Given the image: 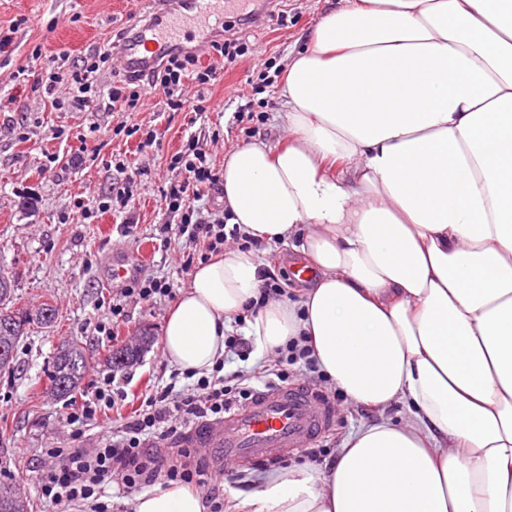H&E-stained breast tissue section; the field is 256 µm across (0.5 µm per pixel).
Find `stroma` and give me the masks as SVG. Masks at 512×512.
I'll list each match as a JSON object with an SVG mask.
<instances>
[{
  "label": "stroma",
  "mask_w": 512,
  "mask_h": 512,
  "mask_svg": "<svg viewBox=\"0 0 512 512\" xmlns=\"http://www.w3.org/2000/svg\"><path fill=\"white\" fill-rule=\"evenodd\" d=\"M329 6V0H281L285 25L269 16L246 28L249 51L226 65L209 86L208 111L176 110L152 96L144 110L124 117L108 111H57L50 98L28 86L20 70L36 48L49 57L67 51L73 61L109 51L119 30L133 27L137 18L148 14V0H0V31L14 32L12 53L0 55V274L15 279V308L49 303L57 310L50 326H31L17 348L13 373L0 375V467L21 472L36 467L42 448L50 443L93 448L111 436L103 420L78 439L63 426L69 401L49 395L48 374L53 351L64 339L81 341L92 359L75 401L90 398L96 381L110 373L128 393L121 409L125 416L151 387H188V379L176 377L175 367L161 351L171 300L150 305L126 299V321L116 338L106 345L94 336L95 325L112 322V290L104 283V264L112 251L132 252L151 242L156 249L148 264L135 271V279L153 278L178 291L184 288L189 277L176 263L184 240L172 241L167 249L158 245L164 225L180 221L163 198L173 176L171 155L183 150L192 135L220 170L225 149L258 139L272 144L281 139L276 114L282 109L285 64ZM92 123L98 127L95 153L81 166L43 171L48 155L68 159L80 145L79 135ZM132 125L137 133H129ZM148 130L157 143L140 148L141 134ZM118 159L124 161V170L115 168ZM128 180L133 183L128 207L100 212L99 202L110 183ZM79 199L94 215L81 223L68 222ZM261 253L262 275L276 276L284 301L294 300L300 288L293 275L295 254L281 244L264 246ZM143 331L154 340L136 362L116 370L102 363L108 347H120ZM333 409V429L314 445L326 465L359 425L380 419L399 424L407 417L399 403L373 410L341 397ZM309 463L302 452L288 455L283 463H242L224 477L226 512H231L236 496L259 490L267 474Z\"/></svg>",
  "instance_id": "stroma-1"
}]
</instances>
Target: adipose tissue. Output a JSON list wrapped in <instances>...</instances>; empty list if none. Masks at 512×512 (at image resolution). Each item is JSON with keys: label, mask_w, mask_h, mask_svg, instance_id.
I'll list each match as a JSON object with an SVG mask.
<instances>
[{"label": "adipose tissue", "mask_w": 512, "mask_h": 512, "mask_svg": "<svg viewBox=\"0 0 512 512\" xmlns=\"http://www.w3.org/2000/svg\"><path fill=\"white\" fill-rule=\"evenodd\" d=\"M288 132L224 155V222L301 253L312 284L245 330L311 340L356 405L401 401L323 470L268 476L239 512H512V0H337L285 68ZM260 256L200 264L161 350L211 371ZM134 512H206L160 485Z\"/></svg>", "instance_id": "1"}]
</instances>
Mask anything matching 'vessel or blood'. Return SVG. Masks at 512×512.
<instances>
[{
  "label": "vessel or blood",
  "instance_id": "1",
  "mask_svg": "<svg viewBox=\"0 0 512 512\" xmlns=\"http://www.w3.org/2000/svg\"><path fill=\"white\" fill-rule=\"evenodd\" d=\"M154 11L136 37L119 54L125 65L151 67L171 47L206 40L224 26L226 0H153ZM147 247L133 258L110 254L111 282L145 264ZM333 410L314 391L301 387L257 390L247 404L225 411L218 422L193 427L180 441L186 448H206L220 461L222 471L242 460H270L316 442L330 428Z\"/></svg>",
  "mask_w": 512,
  "mask_h": 512
}]
</instances>
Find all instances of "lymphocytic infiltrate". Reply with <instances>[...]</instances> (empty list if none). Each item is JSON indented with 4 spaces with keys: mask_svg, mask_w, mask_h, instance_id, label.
<instances>
[{
    "mask_svg": "<svg viewBox=\"0 0 512 512\" xmlns=\"http://www.w3.org/2000/svg\"><path fill=\"white\" fill-rule=\"evenodd\" d=\"M32 58L41 70L34 88L51 96L54 108L74 112H134L143 93L154 87L162 89L169 105L180 108L187 105L188 83L201 89L216 78L214 67L201 65L198 55L178 47L166 53L156 67L138 72L119 68L116 79L107 87L101 85L99 71L110 61V54L92 55L68 68L54 59L42 61L37 51ZM170 167L175 177L164 196L168 211L180 216L175 236L193 246L180 258L182 272L188 273L196 262L220 254L226 242L241 239L242 234L238 228H226L223 220L209 219L197 205L204 192L222 184L205 153L187 146L171 157ZM113 384L112 377H103L92 398L66 413L64 421L71 436H79L103 409L125 403L127 392L114 389ZM251 395L250 388L228 385L215 370L199 376L189 393L171 385L149 389L142 394L133 416L120 424L114 440L99 448L42 449V463L32 472H19L15 479L34 484L42 499L59 507L60 512H112L111 503L103 499L108 486L121 485L126 494L132 495L160 480L201 489L210 512H224V483L212 475L198 449H180L182 464L170 465L151 451L150 445L179 442L193 422L222 419L227 408Z\"/></svg>",
    "mask_w": 512,
    "mask_h": 512,
    "instance_id": "f902f5d3",
    "label": "lymphocytic infiltrate"
}]
</instances>
